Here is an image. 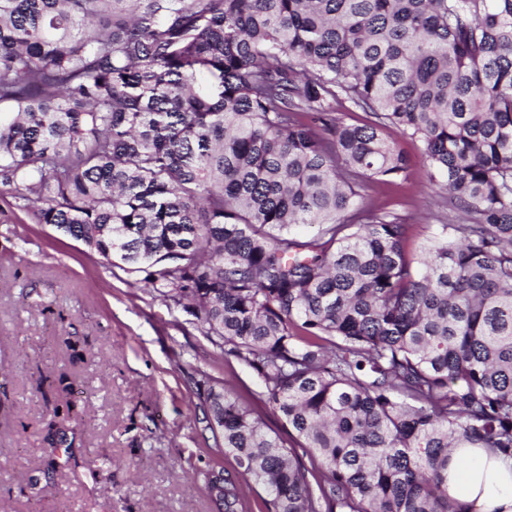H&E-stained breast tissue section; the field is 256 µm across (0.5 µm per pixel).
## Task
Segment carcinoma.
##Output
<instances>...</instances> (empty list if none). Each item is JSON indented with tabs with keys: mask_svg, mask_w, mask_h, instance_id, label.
<instances>
[{
	"mask_svg": "<svg viewBox=\"0 0 512 512\" xmlns=\"http://www.w3.org/2000/svg\"><path fill=\"white\" fill-rule=\"evenodd\" d=\"M388 128L462 213L414 252L362 205ZM0 183L254 373L288 439L205 418L271 512H470L452 452L512 461V0H0Z\"/></svg>",
	"mask_w": 512,
	"mask_h": 512,
	"instance_id": "1",
	"label": "carcinoma"
}]
</instances>
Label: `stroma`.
Returning a JSON list of instances; mask_svg holds the SVG:
<instances>
[{"label":"stroma","mask_w":512,"mask_h":512,"mask_svg":"<svg viewBox=\"0 0 512 512\" xmlns=\"http://www.w3.org/2000/svg\"><path fill=\"white\" fill-rule=\"evenodd\" d=\"M406 178L373 184L365 201L426 227L456 218L430 185L416 143ZM0 184V505L7 512H216L206 475L242 487L244 512L267 496L215 446L197 383L203 376L252 403L261 391L213 347L195 317L164 302L145 272L109 265L10 206ZM65 443H51L57 415Z\"/></svg>","instance_id":"stroma-1"}]
</instances>
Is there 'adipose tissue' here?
<instances>
[{
	"mask_svg": "<svg viewBox=\"0 0 512 512\" xmlns=\"http://www.w3.org/2000/svg\"><path fill=\"white\" fill-rule=\"evenodd\" d=\"M448 495L471 512H512V461L485 448H460L448 464Z\"/></svg>",
	"mask_w": 512,
	"mask_h": 512,
	"instance_id": "ef3b65f1",
	"label": "adipose tissue"
}]
</instances>
